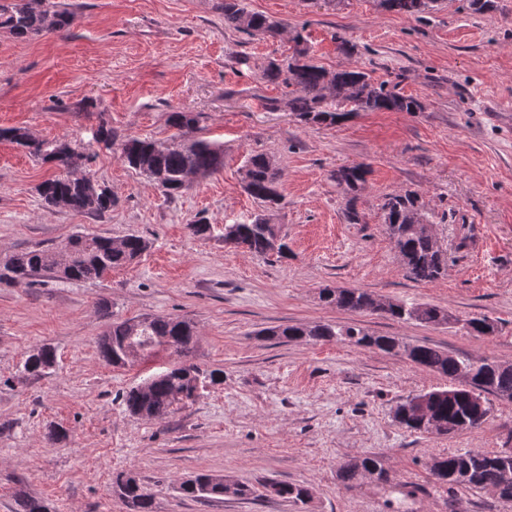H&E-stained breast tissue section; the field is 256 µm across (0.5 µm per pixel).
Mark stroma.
<instances>
[{"label": "stroma", "instance_id": "obj_1", "mask_svg": "<svg viewBox=\"0 0 512 512\" xmlns=\"http://www.w3.org/2000/svg\"><path fill=\"white\" fill-rule=\"evenodd\" d=\"M63 2L70 23L61 32H0V127L86 152L99 126L164 140L174 133L169 112H199L198 134L222 144L224 168L169 197L118 154L98 150L90 171L117 204L97 216L44 208L36 188L55 166L0 140V259L77 233H134L151 243L98 280L42 273L0 284V512H16L20 492L51 512H128L112 482L129 472L153 494L156 512H512L492 492L439 487L427 467L457 451L512 448V401L491 398L488 420L471 432H414L395 422V406L447 378L379 350L262 335L288 323L355 325L512 364V123L499 119L512 113V0H494L482 14L465 0H439L416 15L386 11L379 0H246L285 25L262 39L225 28L220 0ZM297 30L326 69L399 80L421 111L357 112L326 127L266 110L264 98L290 95L263 71L288 60ZM341 38L352 54L339 51ZM257 153L283 172V203L272 212L287 235L283 258L225 247L219 235L261 209L242 183ZM358 163L367 183L361 221L351 224L331 174ZM406 190L419 194L448 251L433 282L407 277L385 230L383 196ZM198 219L216 236L190 235ZM324 288L435 305L453 321L340 310L321 299ZM158 315L194 322L188 360L220 381L148 421L128 413L123 395L169 355L115 367L98 341L113 321ZM473 315L493 319L496 333H467L463 321ZM44 345L55 349L56 366L25 375V357ZM56 429L63 439L51 440ZM367 454L380 458L396 493L370 479L340 481V465ZM199 474L226 475L253 492L184 497L181 482ZM271 479L306 485L311 497H265Z\"/></svg>", "mask_w": 512, "mask_h": 512}]
</instances>
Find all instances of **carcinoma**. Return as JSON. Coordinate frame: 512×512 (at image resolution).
<instances>
[{
  "mask_svg": "<svg viewBox=\"0 0 512 512\" xmlns=\"http://www.w3.org/2000/svg\"><path fill=\"white\" fill-rule=\"evenodd\" d=\"M438 0H380L388 11L422 14L434 9ZM224 26L250 37L263 38L276 34L280 22L247 9L245 0H222ZM70 12L54 0H0V29L16 38H25L40 32H58L69 25ZM294 50L286 66L272 62L266 69L271 83L278 81L294 87L286 106L299 122L313 126H334L354 112L394 111L419 112L422 105L412 97L397 91V85L387 81L375 84L370 76L357 69L326 70L312 56L306 38L298 33L293 37ZM201 114L186 111L170 112L169 125L179 131L193 130ZM97 141L109 146L119 144L120 158L131 168L158 185L169 197L190 187V177H205L224 167V149L206 139H186L172 135L165 142L153 139L127 138L117 141V134L99 129ZM0 140H8L30 149L35 157L56 165L58 172L41 182L37 188L42 203L47 208H65L76 212L104 215L112 210L117 200L106 185L92 187L88 181L73 176V159L85 153L68 143L35 141L22 128H0ZM245 191L260 203L272 207L280 204L282 195L279 183L282 171L275 161L263 154L250 156L244 165ZM367 169L362 164L345 166L334 173L336 182L345 186L349 199L345 216L349 223L361 221L357 201L365 190ZM384 223L395 248L406 258V272L415 281L432 282L440 278L448 266L446 253L437 241L417 234L412 229L415 217H425L418 205V196L412 191L390 194L381 204ZM72 245L71 262L63 278L92 280L116 268L124 267L141 257L150 248V242L136 234H128L116 245L104 235H75L67 240ZM224 243L244 246L258 256L272 252L284 253L288 246L281 231H273L261 215L246 221L224 225ZM55 248H38L15 254L0 263V283L12 284L32 278L40 272H54ZM324 301L339 308L363 312L371 294L362 288H324L320 292ZM445 310L428 305L397 301L387 311L393 320H415L437 324ZM270 340L284 343L307 340L314 343H350L359 347L388 351L387 344L393 337L376 336L362 328L332 324L288 325L262 331ZM196 336L193 324L186 319L152 316L136 324L132 319L115 320L100 342L103 359L114 366L123 346L136 342L143 346L142 359L158 351L182 354L191 349ZM411 362L428 371L453 379L460 368L474 363L465 354H451L428 344L412 345ZM56 363L53 348L42 346L32 350L23 363V372L41 377ZM152 384L148 393L134 386L124 395L129 413L141 419L162 418L178 407L194 401L200 387V374L187 372L185 364L175 361L161 372L150 375ZM472 384L489 395L496 391H512V369L488 373L484 365L474 368ZM448 389L428 391L434 397L429 409L437 420L453 426V432L473 431L482 427L490 413V405L478 410L460 393L446 397ZM502 453L478 450L451 453L434 457L429 470L435 482L448 489L467 488L491 490L507 501H512V466L499 465ZM382 468L376 455L352 458L339 468V477L350 482L361 476L368 466ZM187 480L180 485L181 492L193 498H214L225 495V490L213 483L214 476L205 475ZM115 493L130 512H155L154 498L138 478L123 480L119 474L114 481ZM265 496L304 502L310 498V489L304 485L270 480L263 485ZM20 512H48V506L38 497L18 495Z\"/></svg>",
  "mask_w": 512,
  "mask_h": 512,
  "instance_id": "carcinoma-1",
  "label": "carcinoma"
}]
</instances>
